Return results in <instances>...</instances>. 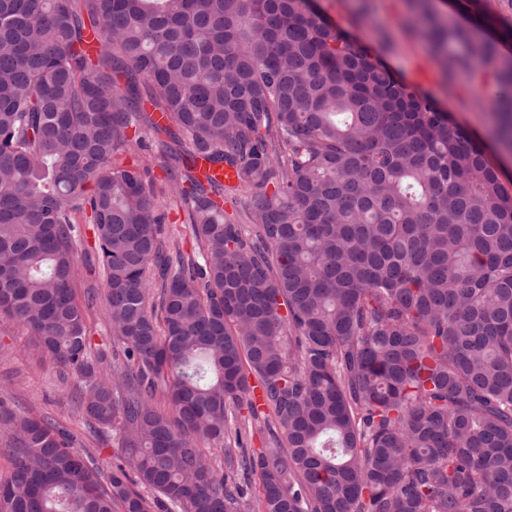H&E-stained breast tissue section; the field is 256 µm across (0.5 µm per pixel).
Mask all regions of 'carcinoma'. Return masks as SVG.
<instances>
[{
	"mask_svg": "<svg viewBox=\"0 0 512 512\" xmlns=\"http://www.w3.org/2000/svg\"><path fill=\"white\" fill-rule=\"evenodd\" d=\"M411 9L511 151L512 26ZM143 126L191 256L120 164ZM79 213L102 278L82 302ZM100 293L120 353L92 352ZM0 316L121 448L103 473L0 396V512H254L255 478L259 512H512V192L306 0H0Z\"/></svg>",
	"mask_w": 512,
	"mask_h": 512,
	"instance_id": "obj_1",
	"label": "carcinoma"
}]
</instances>
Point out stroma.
Instances as JSON below:
<instances>
[{"label":"stroma","instance_id":"1","mask_svg":"<svg viewBox=\"0 0 512 512\" xmlns=\"http://www.w3.org/2000/svg\"><path fill=\"white\" fill-rule=\"evenodd\" d=\"M309 7L369 46L418 92L433 96L454 123L487 142L489 161L498 168L504 185L512 188V153L490 141L486 95L474 79H445L427 42L413 27L409 0H309ZM124 161L148 164L163 228L179 240L184 252H191L195 240L185 206L165 180L162 159L135 144ZM76 392L73 379L62 378L48 357L33 353L28 332L0 317V396L11 399L16 411L52 419L69 436L72 447L95 449L100 468L108 469L118 443L87 426L77 411Z\"/></svg>","mask_w":512,"mask_h":512}]
</instances>
